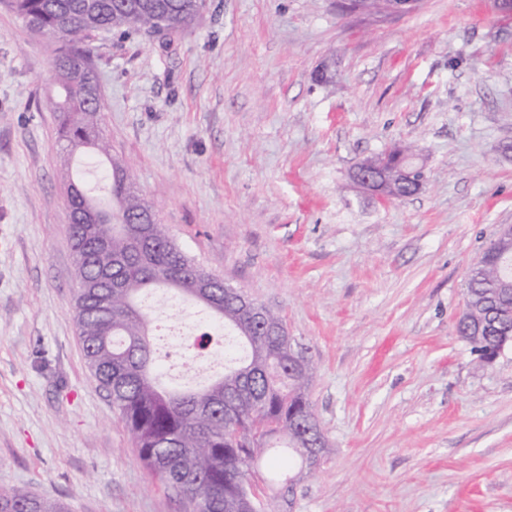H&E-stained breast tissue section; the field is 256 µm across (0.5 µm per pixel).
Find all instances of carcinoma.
<instances>
[{
	"label": "carcinoma",
	"mask_w": 512,
	"mask_h": 512,
	"mask_svg": "<svg viewBox=\"0 0 512 512\" xmlns=\"http://www.w3.org/2000/svg\"><path fill=\"white\" fill-rule=\"evenodd\" d=\"M32 32L56 39L67 22L71 34L58 42L54 70L60 95L57 133L71 150H84L109 163L112 206H100L84 181L69 208H93L100 215L98 239L69 225L79 288L75 322L86 363L112 399L131 432L144 466L178 492L191 512H250L253 463L244 448H282L300 454L308 446L326 452L327 441L307 397L311 362L288 361L290 336H268L266 328L288 331L283 319L266 311V326L252 321L238 302L224 295V281L208 289L204 300L186 287L206 270L170 240L165 225H152L151 236L133 241L126 222L152 216L151 206L135 192L124 165L112 159L102 130L104 103L67 73L93 60L92 33L114 30L146 32L160 22L172 31L194 25L200 7L194 0H0ZM375 167H415L412 149L396 145L367 158ZM425 173L401 183L397 197L421 190ZM498 248L490 241L477 260L458 321L460 336L480 356L512 337V265L496 267L486 258ZM163 289L202 307L224 329L225 340L242 345L224 364V373L193 391H167L159 385L158 356L150 338L154 310L145 304L150 291ZM0 512H67L63 503L23 488L0 489Z\"/></svg>",
	"instance_id": "cac0c4a2"
}]
</instances>
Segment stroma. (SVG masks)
Returning <instances> with one entry per match:
<instances>
[{"label":"stroma","instance_id":"35a3bbf8","mask_svg":"<svg viewBox=\"0 0 512 512\" xmlns=\"http://www.w3.org/2000/svg\"><path fill=\"white\" fill-rule=\"evenodd\" d=\"M92 46L113 158L177 245L311 358L328 449L311 467L260 453L266 512H512V346L486 365L457 330L470 268L512 224V9L205 0L177 34ZM54 53L0 6V488L187 512L84 358ZM397 143L426 182L383 202L351 172ZM152 302L157 351L165 327L183 335L173 382L205 385L224 365L218 345L187 348L205 315Z\"/></svg>","mask_w":512,"mask_h":512}]
</instances>
